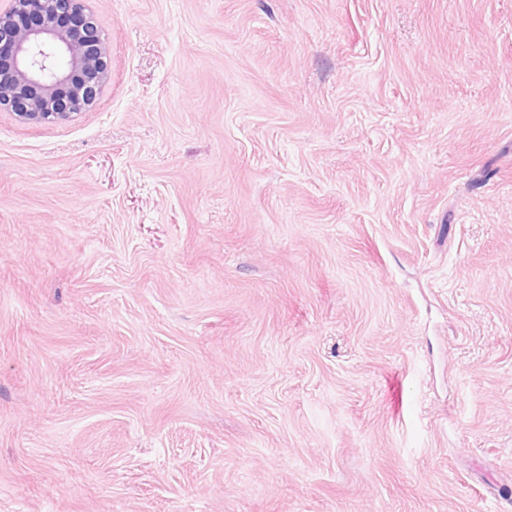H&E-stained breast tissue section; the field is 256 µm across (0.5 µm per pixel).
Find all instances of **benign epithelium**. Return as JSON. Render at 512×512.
I'll use <instances>...</instances> for the list:
<instances>
[{"label": "benign epithelium", "mask_w": 512, "mask_h": 512, "mask_svg": "<svg viewBox=\"0 0 512 512\" xmlns=\"http://www.w3.org/2000/svg\"><path fill=\"white\" fill-rule=\"evenodd\" d=\"M0 10V110L22 122L66 123L109 78L103 34L84 0H10Z\"/></svg>", "instance_id": "benign-epithelium-1"}]
</instances>
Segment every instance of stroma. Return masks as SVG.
I'll return each mask as SVG.
<instances>
[{"label":"stroma","mask_w":512,"mask_h":512,"mask_svg":"<svg viewBox=\"0 0 512 512\" xmlns=\"http://www.w3.org/2000/svg\"><path fill=\"white\" fill-rule=\"evenodd\" d=\"M0 111V512H512V0H86ZM0 10V110L22 122L66 123L109 78L103 34L84 0H10Z\"/></svg>","instance_id":"1"}]
</instances>
